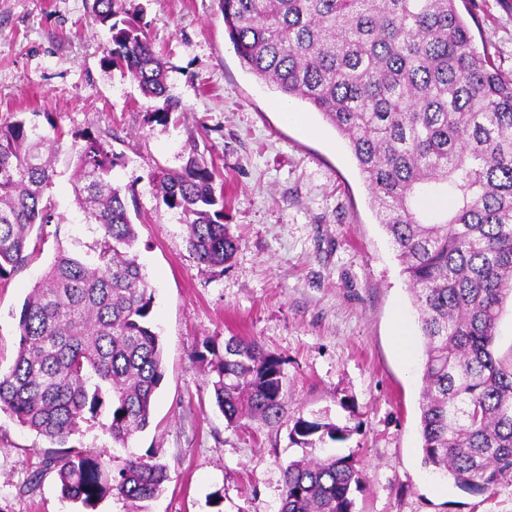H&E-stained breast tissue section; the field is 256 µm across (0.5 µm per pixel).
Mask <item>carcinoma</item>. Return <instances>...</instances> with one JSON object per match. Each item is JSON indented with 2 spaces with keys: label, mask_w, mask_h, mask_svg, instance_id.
<instances>
[{
  "label": "carcinoma",
  "mask_w": 512,
  "mask_h": 512,
  "mask_svg": "<svg viewBox=\"0 0 512 512\" xmlns=\"http://www.w3.org/2000/svg\"><path fill=\"white\" fill-rule=\"evenodd\" d=\"M241 65L288 99L307 102L348 141L371 206L398 253L424 342L420 432L424 463L465 489L512 480V360L493 346L512 296V75L473 43L457 0H219ZM137 0H94L108 29L109 62L148 102L144 122L182 111L168 94L167 62L141 24ZM39 112L0 123V279L46 243L48 192L57 171L48 146L65 133ZM80 231L59 245L26 297L14 363L0 371V411L59 449L30 479L56 474L62 498L92 509L110 495L144 512L167 465L129 442L149 425L163 379L150 315L152 288L135 249L126 190L112 179L119 156L104 139L71 132ZM196 147L180 169L150 181L180 211L199 263L224 267L239 241L224 223V191ZM39 229L31 239L33 228ZM215 404L229 426L285 410L281 361L255 338L224 351L203 343ZM101 426L126 457L68 446L82 424ZM333 423L299 418L291 434L336 439ZM318 439H313V436ZM280 512H353L364 471L349 456H305L282 467Z\"/></svg>",
  "instance_id": "carcinoma-1"
}]
</instances>
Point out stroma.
<instances>
[{
    "label": "stroma",
    "mask_w": 512,
    "mask_h": 512,
    "mask_svg": "<svg viewBox=\"0 0 512 512\" xmlns=\"http://www.w3.org/2000/svg\"><path fill=\"white\" fill-rule=\"evenodd\" d=\"M140 2L184 112L144 124L146 101L109 64L110 34L93 21V0H0V120L46 112L64 130L111 137L121 158L114 175L136 194V249L155 290L164 377L132 447L159 456L169 475L146 512H279L282 467L308 451L290 437L299 418L339 429L313 455H348L363 469L354 512H512V480L470 491L423 464V340L344 139L299 100L292 106L315 135L282 119L280 93L241 65L218 0ZM459 10L477 49L512 73V0H464ZM191 144L215 166L224 221L239 240L220 271L197 263L179 214L149 184L155 167L184 165ZM52 256L45 246L0 282L1 369L13 362L23 301ZM400 314L409 358L396 336ZM233 335L282 359L279 424L231 427L216 407L197 353ZM50 447L0 411V512H81L62 499L54 473L29 484Z\"/></svg>",
    "instance_id": "35a3bbf8"
}]
</instances>
